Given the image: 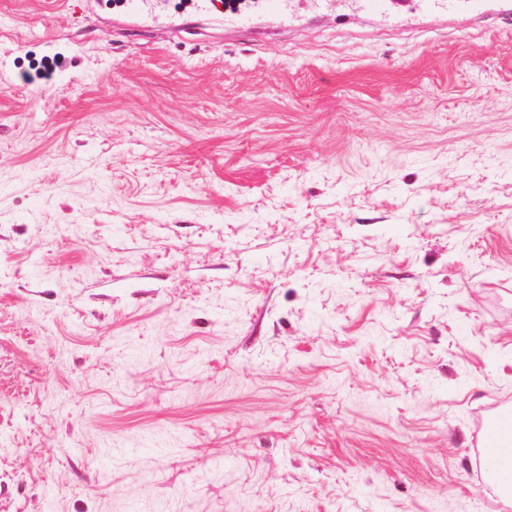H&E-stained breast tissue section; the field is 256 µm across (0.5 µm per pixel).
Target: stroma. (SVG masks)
<instances>
[{
	"label": "stroma",
	"mask_w": 512,
	"mask_h": 512,
	"mask_svg": "<svg viewBox=\"0 0 512 512\" xmlns=\"http://www.w3.org/2000/svg\"><path fill=\"white\" fill-rule=\"evenodd\" d=\"M290 2L0 0V512H512V0Z\"/></svg>",
	"instance_id": "1"
}]
</instances>
